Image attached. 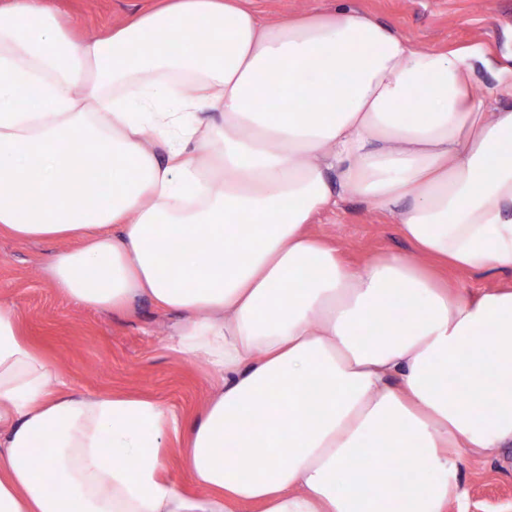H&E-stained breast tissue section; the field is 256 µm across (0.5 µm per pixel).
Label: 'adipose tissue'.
Returning <instances> with one entry per match:
<instances>
[{"label": "adipose tissue", "instance_id": "1", "mask_svg": "<svg viewBox=\"0 0 512 512\" xmlns=\"http://www.w3.org/2000/svg\"><path fill=\"white\" fill-rule=\"evenodd\" d=\"M52 2L0 0V231L74 241L53 288L154 300L224 386L185 428L66 388L0 304V512H449L464 454L512 445V286L428 268H512V107L476 81L486 52L253 0H161L78 41ZM352 196L411 252L352 267L312 232ZM174 441L196 494L161 475ZM512 284V270H499L494 273L474 272L461 274L448 267V285L465 293H477L483 288Z\"/></svg>", "mask_w": 512, "mask_h": 512}]
</instances>
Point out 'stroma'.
Masks as SVG:
<instances>
[{"label": "stroma", "mask_w": 512, "mask_h": 512, "mask_svg": "<svg viewBox=\"0 0 512 512\" xmlns=\"http://www.w3.org/2000/svg\"><path fill=\"white\" fill-rule=\"evenodd\" d=\"M155 0H55L61 20L79 39L107 34ZM425 48L480 44L512 66V0H349ZM313 232L358 265L381 252H410L391 215L360 197L317 216ZM60 242H21L0 235V302L17 314L22 336L56 364L71 388L142 393L161 401L182 422L196 420L224 377L173 347L176 314L139 298L123 310L100 311L52 288L45 262L69 249ZM463 497L449 512H512V447L466 454Z\"/></svg>", "instance_id": "obj_1"}]
</instances>
